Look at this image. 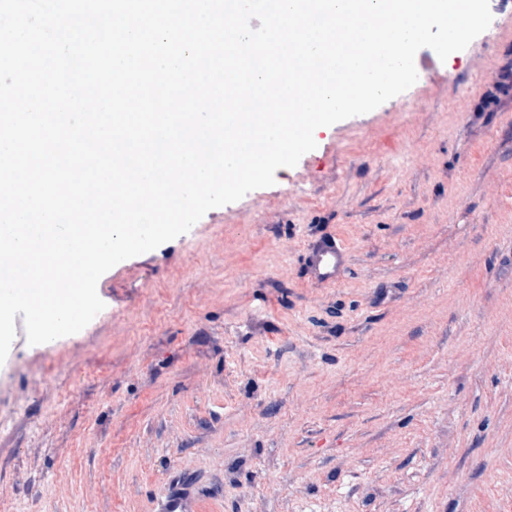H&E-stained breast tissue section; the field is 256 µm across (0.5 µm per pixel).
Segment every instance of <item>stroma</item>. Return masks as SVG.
Wrapping results in <instances>:
<instances>
[{
	"label": "stroma",
	"instance_id": "1",
	"mask_svg": "<svg viewBox=\"0 0 512 512\" xmlns=\"http://www.w3.org/2000/svg\"><path fill=\"white\" fill-rule=\"evenodd\" d=\"M0 364V512H512V0ZM350 250L312 282L307 244Z\"/></svg>",
	"mask_w": 512,
	"mask_h": 512
}]
</instances>
